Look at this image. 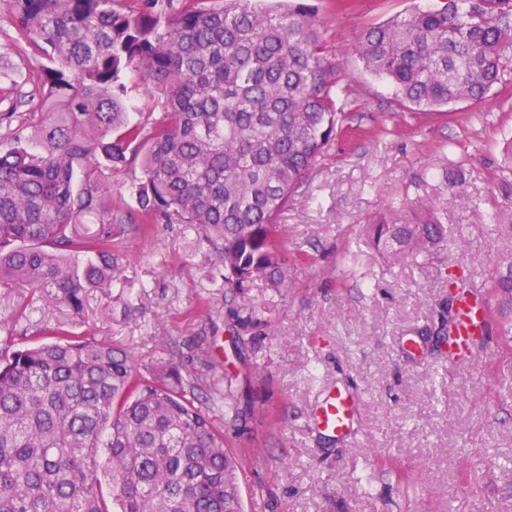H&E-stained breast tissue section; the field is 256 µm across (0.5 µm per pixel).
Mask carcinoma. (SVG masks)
Segmentation results:
<instances>
[{
    "label": "carcinoma",
    "instance_id": "obj_1",
    "mask_svg": "<svg viewBox=\"0 0 512 512\" xmlns=\"http://www.w3.org/2000/svg\"><path fill=\"white\" fill-rule=\"evenodd\" d=\"M43 54V116L0 149V287L42 291L77 313L119 280L115 242L183 224L215 254L213 288L278 293L291 272L277 217L359 101L310 7L262 0H12ZM512 49V0H446L366 29L356 53L399 108L484 102ZM139 75L158 112L134 118L120 76ZM138 165L112 200V173ZM502 249L483 287L512 344V219L486 214ZM378 249L415 261L448 242L427 199L371 225ZM448 273L451 333L456 293ZM158 363L60 322L50 340L0 352V512H243L237 461L194 390ZM237 419L232 381L210 393Z\"/></svg>",
    "mask_w": 512,
    "mask_h": 512
}]
</instances>
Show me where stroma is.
<instances>
[{
    "instance_id": "1",
    "label": "stroma",
    "mask_w": 512,
    "mask_h": 512,
    "mask_svg": "<svg viewBox=\"0 0 512 512\" xmlns=\"http://www.w3.org/2000/svg\"><path fill=\"white\" fill-rule=\"evenodd\" d=\"M360 103L322 149L281 213L292 284L263 282L244 302L265 320L234 338L230 302L209 287L214 258L175 224L122 240V288L87 294L79 315L25 288L0 289L8 343L22 349L44 326L73 320L79 333L133 355L141 373L172 362L203 388L237 380L243 412L209 415L238 457L244 512H512V351L493 336L454 363L433 333L448 309L446 273L484 283L497 244L484 218L512 209V67L481 104L399 111L391 88L367 72L355 47L369 27L442 0H305ZM0 145L38 117L42 58L16 40L10 0H0ZM463 162L449 195L444 174ZM446 208L454 235L437 258L389 260L371 224L404 196ZM359 398L350 440L312 433L309 414L327 388ZM264 404L263 413L251 405Z\"/></svg>"
}]
</instances>
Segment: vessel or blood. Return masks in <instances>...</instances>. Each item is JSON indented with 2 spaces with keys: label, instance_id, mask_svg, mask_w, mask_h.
Instances as JSON below:
<instances>
[{
  "label": "vessel or blood",
  "instance_id": "obj_1",
  "mask_svg": "<svg viewBox=\"0 0 512 512\" xmlns=\"http://www.w3.org/2000/svg\"><path fill=\"white\" fill-rule=\"evenodd\" d=\"M455 325L448 338L449 360L470 357L489 338L492 308L482 287L465 290L454 301ZM355 398L346 390L328 392L312 416V428L338 438L349 435L354 422Z\"/></svg>",
  "mask_w": 512,
  "mask_h": 512
}]
</instances>
